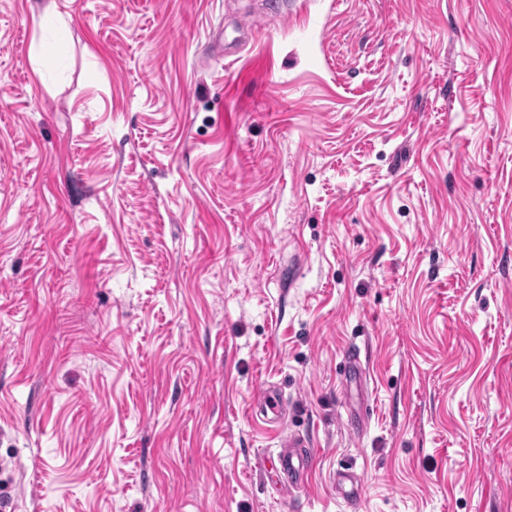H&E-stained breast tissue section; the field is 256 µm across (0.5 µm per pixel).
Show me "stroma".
Masks as SVG:
<instances>
[{
	"instance_id": "obj_1",
	"label": "stroma",
	"mask_w": 512,
	"mask_h": 512,
	"mask_svg": "<svg viewBox=\"0 0 512 512\" xmlns=\"http://www.w3.org/2000/svg\"><path fill=\"white\" fill-rule=\"evenodd\" d=\"M0 512H512V0H0ZM277 464L283 473H288V487L286 490L298 487L304 483L305 476L311 464V455L304 453H285L278 451Z\"/></svg>"
}]
</instances>
